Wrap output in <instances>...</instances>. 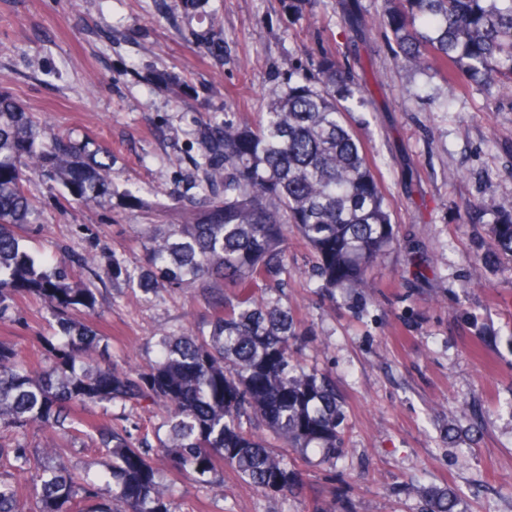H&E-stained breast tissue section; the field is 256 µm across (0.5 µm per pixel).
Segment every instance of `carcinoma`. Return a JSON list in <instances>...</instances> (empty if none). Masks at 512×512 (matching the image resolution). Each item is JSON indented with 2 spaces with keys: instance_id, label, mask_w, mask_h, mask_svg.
I'll return each instance as SVG.
<instances>
[{
  "instance_id": "carcinoma-1",
  "label": "carcinoma",
  "mask_w": 512,
  "mask_h": 512,
  "mask_svg": "<svg viewBox=\"0 0 512 512\" xmlns=\"http://www.w3.org/2000/svg\"><path fill=\"white\" fill-rule=\"evenodd\" d=\"M395 2L378 24L412 64L453 86L512 91V0ZM351 84L328 54L312 73L288 69V84L263 93L253 121L198 125L204 176L198 196L174 203L184 221L149 226L145 265L112 261V279L136 280L146 295L182 292L209 313L207 329L161 338L145 370L96 354L94 323L72 318L95 310L91 290L70 286L72 271L46 266L23 244L41 204L28 175L62 179L73 201L98 208L112 190L110 151L46 133L47 121L0 91V323L13 321L18 299L35 296L56 324L33 363L0 342V512H171L174 486L157 479L158 457L214 498H224L226 466L266 496L302 493L288 460L245 427L254 420L293 453L317 448L326 463L341 455L343 401L328 377L302 364L308 329L288 301L255 291L287 272L293 231L333 298L362 287L396 245L380 168L347 124L353 107L365 106ZM497 209L495 247L512 261V201ZM117 403L164 417L157 426L133 422L134 435L128 414L97 419ZM61 437L110 459L105 488L56 452ZM420 493L422 512H458L451 489Z\"/></svg>"
}]
</instances>
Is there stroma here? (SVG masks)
I'll list each match as a JSON object with an SVG mask.
<instances>
[{
	"instance_id": "1",
	"label": "stroma",
	"mask_w": 512,
	"mask_h": 512,
	"mask_svg": "<svg viewBox=\"0 0 512 512\" xmlns=\"http://www.w3.org/2000/svg\"><path fill=\"white\" fill-rule=\"evenodd\" d=\"M385 0H0V90L37 109L53 131L108 148L112 193L87 210L53 204L33 183L42 215L24 245L72 263L92 255L96 277H74L97 296L109 353L139 367L161 335L195 329L203 312L182 294L142 298L112 279V262L140 266L144 224H178L173 196L192 194L199 123L253 118L264 89L288 80V63L315 67L336 54L372 104L349 120L381 170L397 244L363 287L329 295L315 258L288 238L282 289L311 329L308 366L344 402L345 447L335 464L291 455L301 495H261L232 470L224 502L206 512H421L419 486L452 487L461 512H512V264L469 260L487 251L498 202L512 200V93L452 88L395 54L372 21ZM217 13L224 59L201 46ZM413 90L404 101L405 90ZM137 190L131 202L128 190ZM47 309L20 301L0 341L30 353L52 335Z\"/></svg>"
}]
</instances>
